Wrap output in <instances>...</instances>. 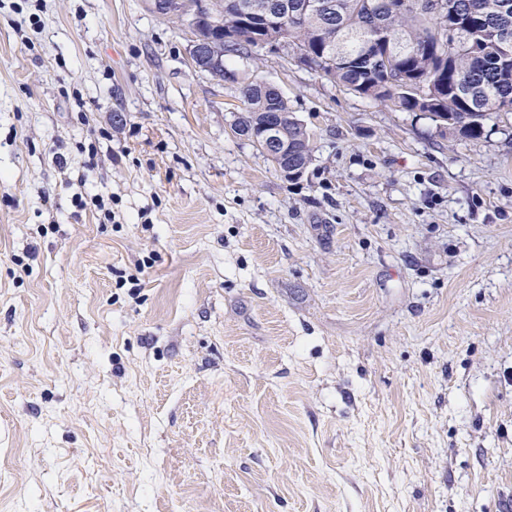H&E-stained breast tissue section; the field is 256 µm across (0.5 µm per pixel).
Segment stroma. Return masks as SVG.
Returning <instances> with one entry per match:
<instances>
[{
	"label": "stroma",
	"instance_id": "35a3bbf8",
	"mask_svg": "<svg viewBox=\"0 0 512 512\" xmlns=\"http://www.w3.org/2000/svg\"><path fill=\"white\" fill-rule=\"evenodd\" d=\"M190 45L0 0V512H512V115ZM252 81L299 181L230 129ZM240 93L244 107L242 112H238V123L250 128L259 137L266 124L271 123L276 117V112H288L278 116V124L266 126L261 142H256V146L278 167L284 166L288 170L289 166L293 171L292 175L302 176L308 164L300 165L297 159L289 161L288 153L294 154L300 162H310L311 165L314 148L306 126L299 119H288L290 117L288 114L294 112L289 108L287 99L280 91L263 86L261 82L246 84L241 88ZM287 122L288 127H285L281 137L285 144H288V152L279 135L281 126Z\"/></svg>",
	"mask_w": 512,
	"mask_h": 512
}]
</instances>
